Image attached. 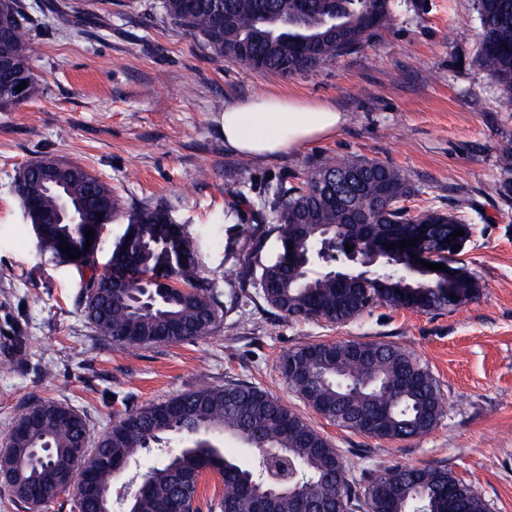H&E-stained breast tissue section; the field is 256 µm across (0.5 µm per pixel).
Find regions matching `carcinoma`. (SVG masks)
<instances>
[{
  "instance_id": "carcinoma-1",
  "label": "carcinoma",
  "mask_w": 512,
  "mask_h": 512,
  "mask_svg": "<svg viewBox=\"0 0 512 512\" xmlns=\"http://www.w3.org/2000/svg\"><path fill=\"white\" fill-rule=\"evenodd\" d=\"M161 0L163 14L199 36L216 61L231 60L260 72L293 76L321 68L365 45L390 25L389 0ZM481 40L479 64L489 72L504 98L512 103V0H478ZM30 19L21 0H0V58L22 65L17 81L27 83L17 98L0 89V108L25 103L42 93L39 78L23 68L35 51ZM63 182L59 190L43 188L44 170ZM18 192L27 221L39 225L37 246L52 258L94 266L100 243L99 220L122 216L126 228L112 251L111 267L89 278L84 308L95 330L124 349L162 342L177 343L211 335L223 317L224 305L212 283L201 276L188 236L177 234L173 217L162 206H141L120 212L112 189L85 168L54 160H37L20 174ZM414 189L402 170L375 162L327 161L308 175L302 186L280 185L268 206L276 217L282 242H295L293 265L271 264L259 277L260 297L294 321L322 320L345 324L370 308L386 305L431 312L448 307L441 299V272L426 269L409 282L393 280L379 286L354 278L312 275L313 245L336 235L347 236L366 251L384 244L425 239L453 240L452 233L468 226L464 211L427 208L416 214L405 207L390 209L388 201L403 202ZM82 217L81 224H44L58 198ZM94 237L86 238L87 229ZM90 242L89 250L84 243ZM81 253L75 260L59 247ZM165 271L168 281L154 276ZM156 301L138 304L145 291ZM314 347L319 355L292 378V362ZM279 370L291 388L304 386L309 405L336 425L342 419L363 420L386 413L379 439H405L426 434L446 413L445 401L429 370L402 348L379 341L313 342L285 353ZM370 380L356 387L353 380ZM62 405L39 401L26 407L27 421L38 414L28 433L15 436L0 449V471H15L26 501L48 493L80 467L95 482V490L79 487L74 502L81 512H112L101 491L120 477L116 467L132 466L144 450L170 435L185 446L141 474L131 512H201L198 488L208 469L217 470L225 493L207 502L209 512H252L255 496L265 489L260 467L227 456L221 441L245 448H266L288 456L298 477L270 501L276 512H295L288 494L336 512L344 500L348 512H489L471 485L448 469L432 465L393 466L365 470L355 477L333 444L288 405L249 384L206 385L164 402L141 406L112 426L95 447L80 452L87 440L83 418L64 422ZM42 451L33 458V449Z\"/></svg>"
}]
</instances>
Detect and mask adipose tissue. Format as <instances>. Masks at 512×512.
Wrapping results in <instances>:
<instances>
[{"mask_svg": "<svg viewBox=\"0 0 512 512\" xmlns=\"http://www.w3.org/2000/svg\"><path fill=\"white\" fill-rule=\"evenodd\" d=\"M345 122L344 112L333 104L271 94L228 104L222 128L232 150L273 159L338 134Z\"/></svg>", "mask_w": 512, "mask_h": 512, "instance_id": "obj_1", "label": "adipose tissue"}]
</instances>
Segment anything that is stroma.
<instances>
[{
    "mask_svg": "<svg viewBox=\"0 0 512 512\" xmlns=\"http://www.w3.org/2000/svg\"><path fill=\"white\" fill-rule=\"evenodd\" d=\"M43 91L0 108V449L38 400L76 410L88 441L132 410L205 385L252 384L302 415L353 473L429 463L471 484L490 512H512V104L476 54V0H390L387 29L356 52L291 77L213 60L167 20L159 0H23ZM265 93L327 101L347 115L338 135L296 154L253 160L225 147L227 103ZM401 169L413 212L464 204L471 235L457 256L479 293L431 313L377 306L332 325L295 323L257 293L280 241L272 213L238 220L244 196L301 185L326 159ZM79 165L111 187L122 208L160 205L192 237L197 267L216 290L248 271V290L205 338L119 349L89 323L82 295L125 230H104L95 267L41 254L16 191L31 162ZM25 341L21 362L9 356ZM383 341L426 367L447 403L429 434L385 440L336 426L281 375L280 358L308 342Z\"/></svg>",
    "mask_w": 512,
    "mask_h": 512,
    "instance_id": "1",
    "label": "stroma"
}]
</instances>
